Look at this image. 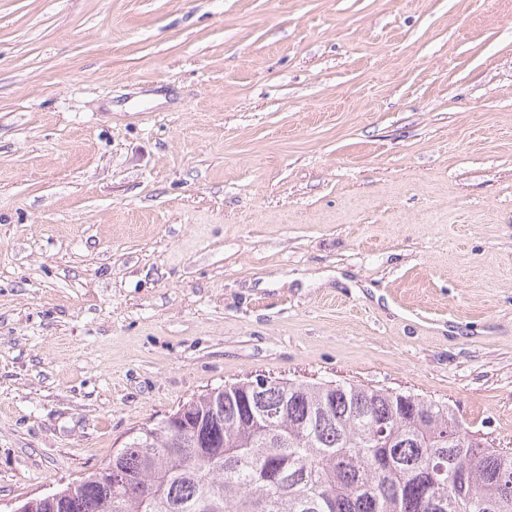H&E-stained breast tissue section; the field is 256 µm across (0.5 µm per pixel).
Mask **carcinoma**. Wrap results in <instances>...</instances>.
Here are the masks:
<instances>
[{
	"label": "carcinoma",
	"instance_id": "cac0c4a2",
	"mask_svg": "<svg viewBox=\"0 0 512 512\" xmlns=\"http://www.w3.org/2000/svg\"><path fill=\"white\" fill-rule=\"evenodd\" d=\"M271 423L252 415L253 386ZM177 412L205 428L208 396ZM206 447L162 420L133 435L63 505L36 512H512V451L468 437L448 404L259 377L224 387Z\"/></svg>",
	"mask_w": 512,
	"mask_h": 512
}]
</instances>
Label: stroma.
<instances>
[{"label": "stroma", "instance_id": "35a3bbf8", "mask_svg": "<svg viewBox=\"0 0 512 512\" xmlns=\"http://www.w3.org/2000/svg\"><path fill=\"white\" fill-rule=\"evenodd\" d=\"M259 374L512 448V0H0V512Z\"/></svg>", "mask_w": 512, "mask_h": 512}]
</instances>
